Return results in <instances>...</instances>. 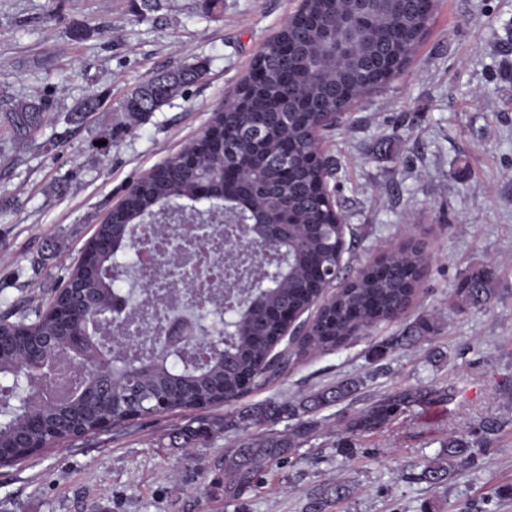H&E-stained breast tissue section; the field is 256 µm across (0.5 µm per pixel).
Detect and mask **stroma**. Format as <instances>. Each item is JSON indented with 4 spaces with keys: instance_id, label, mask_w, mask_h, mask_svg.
<instances>
[{
    "instance_id": "35a3bbf8",
    "label": "stroma",
    "mask_w": 512,
    "mask_h": 512,
    "mask_svg": "<svg viewBox=\"0 0 512 512\" xmlns=\"http://www.w3.org/2000/svg\"><path fill=\"white\" fill-rule=\"evenodd\" d=\"M298 4L162 0L150 12L142 0H0V101L47 95L56 115L35 140L0 138V317L42 310L126 190L202 133ZM78 25L91 31L85 41L69 35ZM190 63L204 66L202 82L100 149L128 92ZM91 94L100 109L67 124ZM320 139L348 227L343 279L409 244L430 253L399 316L333 351L291 350L263 386L204 410L228 422L219 437L173 443L198 414L171 411L0 467V512H306L322 497L326 512H512V0H439L409 65ZM477 266L496 276L486 312L456 300L461 275ZM410 330L420 337L413 345L401 341ZM378 345L387 348L380 359ZM344 379L360 381L353 397L313 413L301 447L262 466L255 489L228 497L225 456L296 425L242 429L238 411ZM406 388L430 396L345 447L353 414ZM489 417L505 428L474 464H454L448 483L407 475Z\"/></svg>"
}]
</instances>
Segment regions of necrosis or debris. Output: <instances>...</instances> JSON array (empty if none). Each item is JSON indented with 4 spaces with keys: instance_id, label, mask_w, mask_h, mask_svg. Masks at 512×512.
I'll list each match as a JSON object with an SVG mask.
<instances>
[{
    "instance_id": "1",
    "label": "necrosis or debris",
    "mask_w": 512,
    "mask_h": 512,
    "mask_svg": "<svg viewBox=\"0 0 512 512\" xmlns=\"http://www.w3.org/2000/svg\"><path fill=\"white\" fill-rule=\"evenodd\" d=\"M136 241V273L150 301L136 308L126 328L136 336V348L149 351L160 327L170 320L223 304L225 271L234 257L224 247L220 224L210 225L204 234L193 224H144Z\"/></svg>"
}]
</instances>
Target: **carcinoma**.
Segmentation results:
<instances>
[{"instance_id":"carcinoma-1","label":"carcinoma","mask_w":512,"mask_h":512,"mask_svg":"<svg viewBox=\"0 0 512 512\" xmlns=\"http://www.w3.org/2000/svg\"><path fill=\"white\" fill-rule=\"evenodd\" d=\"M341 0H307L305 10L288 19L280 32L263 44L253 61L261 74L256 85L242 86L244 107L228 108L213 117L211 137L192 147L194 157L172 159L155 168L144 178L145 185H134L125 200L111 210L87 243L92 249L101 244L96 262L75 264L65 289L60 292L68 306L85 303L95 307L114 294V284L123 275L117 263L120 254L133 249L132 231L149 215H161L176 205L193 207L200 193L211 186L204 171L224 175V192L231 196L240 189L237 167L256 163L260 167L258 183L248 194L259 206L270 196L284 202L294 223L285 229L289 259L277 269L278 279L253 301L254 289L236 292L238 312L234 320L243 325L232 329L224 338V351L206 361L188 352L154 363L142 374L132 390L120 375L107 377L100 369L98 353H85L82 365L86 379L93 384L110 386V395L90 402L78 401L65 410L44 407L33 414L17 401V386L23 380L19 363L0 365V454L16 453L17 439L27 435L39 438V421L54 423L59 439L70 441L96 433L110 421L124 424L145 417L146 408L157 400L168 401V409H188L200 403L219 406L261 385L280 369L281 360L274 350L284 341L280 323L285 309L305 312L319 305L315 336L310 348L331 351L345 345L364 327L395 318L405 307L428 261L425 249L412 245L391 255L345 281L330 300L320 302L328 287L317 277L318 266L335 267L345 250L344 226L335 223L328 202L318 194L316 186L328 171L309 162L306 143L322 125L325 114L337 111V102L362 90H374L388 82L385 60L403 61L407 47L418 30L416 23L429 21L435 0H383L374 13L375 36L359 46L344 63L335 62V48L323 32L341 20ZM205 77L202 67L184 65L163 76H155L133 90L121 104L122 111L141 115L158 110L183 87ZM100 105L97 95L77 102L65 117L69 124L82 125L86 116ZM52 102L46 97L19 98L11 101L5 112L6 132L24 141L49 119ZM278 112H292V123L278 127L276 134L263 146V160L256 161V145L252 141L251 120L277 124ZM290 154L294 163L285 171L272 162ZM457 295L467 308L488 310L496 297L494 272L486 267L468 270L461 279ZM75 325L37 315L33 322L23 319H0V342L9 346L16 357L23 358L39 336H51L56 344L69 343ZM353 380L310 393L296 402H269L243 410L239 420L260 425L282 417H303L331 404L339 403L357 391ZM427 393L407 388L372 402L346 422L351 435H363L387 424L403 404L418 402ZM503 423L489 418L478 435L451 436L443 443L448 459L473 463L476 449L486 447L491 436ZM224 421L200 418L196 424L179 429L175 438L185 444L217 437L224 432ZM309 422L299 421L294 433L284 438L270 433L259 443L247 442L224 459V467L232 473L235 493L255 486L256 462L279 463L295 445L304 439ZM417 479L437 486L448 480V468L435 462L412 464Z\"/></svg>"}]
</instances>
